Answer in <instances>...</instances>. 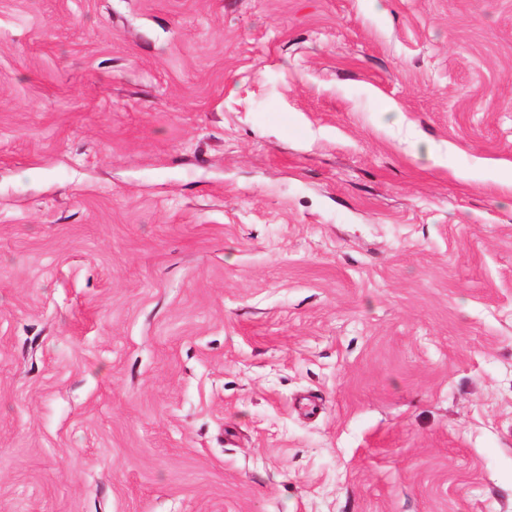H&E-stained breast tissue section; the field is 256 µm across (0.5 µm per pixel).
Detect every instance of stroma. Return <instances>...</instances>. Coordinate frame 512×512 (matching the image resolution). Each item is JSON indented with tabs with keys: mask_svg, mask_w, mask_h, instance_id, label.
<instances>
[{
	"mask_svg": "<svg viewBox=\"0 0 512 512\" xmlns=\"http://www.w3.org/2000/svg\"><path fill=\"white\" fill-rule=\"evenodd\" d=\"M0 512H512V0H0Z\"/></svg>",
	"mask_w": 512,
	"mask_h": 512,
	"instance_id": "1",
	"label": "stroma"
}]
</instances>
